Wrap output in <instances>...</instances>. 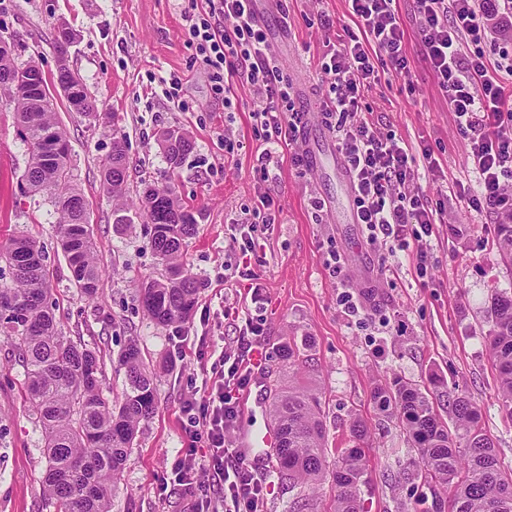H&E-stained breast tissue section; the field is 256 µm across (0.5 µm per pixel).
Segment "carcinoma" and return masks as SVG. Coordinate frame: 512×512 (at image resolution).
Here are the masks:
<instances>
[{
  "label": "carcinoma",
  "instance_id": "1",
  "mask_svg": "<svg viewBox=\"0 0 512 512\" xmlns=\"http://www.w3.org/2000/svg\"><path fill=\"white\" fill-rule=\"evenodd\" d=\"M72 30L61 24L52 46L60 58L68 55ZM15 59L0 53V95L10 99L19 134L31 148V162L19 183L21 194L43 197L60 215L59 243L72 281L80 295L98 294L101 269L89 220L77 205L85 197L66 180L70 153L65 132L55 120L52 91L59 73L45 80L43 99L29 102L18 96L5 72ZM66 109L96 114L90 91L76 97L60 92ZM160 140L170 167H179L194 149L190 135L169 129ZM103 183L116 201L117 224L130 223L126 211L128 158L122 130L112 127L111 151L103 167ZM140 206L149 224L150 244L165 265L162 280L142 287V306L158 325L189 319L200 289L198 281L180 263L186 239L197 228L194 214L182 208L172 187L147 186ZM496 260L512 265V214L499 216L495 225ZM11 269V280L0 284V320L10 341L14 363L21 368L26 400L41 428L46 470L44 493L55 512H111L112 491L140 426L155 411L156 378L145 365L139 346L130 343L119 357L126 388L120 401L110 404L103 393L104 359L101 352L59 331L49 307L47 258L36 242L16 238L0 261ZM487 314L493 323L488 336L491 359L498 374L497 400L512 420V295L491 290ZM309 344L288 342L278 359L293 366L306 362ZM272 417L280 442L274 449L275 472L292 491H307L294 501L293 512H318L315 490L324 480L334 488L332 512H364L360 487L366 483L363 448L365 425L356 420L351 436L356 445L345 448L334 463L326 459L325 430L317 394L292 386L284 389L272 380ZM377 410L404 426L415 457L397 472L395 482L425 487L432 493V512H512V469L499 462L492 437L482 427L480 406L467 396L448 398L453 427L435 407L428 387L399 377L373 395Z\"/></svg>",
  "mask_w": 512,
  "mask_h": 512
}]
</instances>
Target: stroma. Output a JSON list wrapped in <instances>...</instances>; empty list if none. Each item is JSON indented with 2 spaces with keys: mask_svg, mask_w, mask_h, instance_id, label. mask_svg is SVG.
<instances>
[{
  "mask_svg": "<svg viewBox=\"0 0 512 512\" xmlns=\"http://www.w3.org/2000/svg\"><path fill=\"white\" fill-rule=\"evenodd\" d=\"M188 0H0V40L18 45L21 59H33L45 75L56 72L51 41L55 27L75 34L68 63L96 99L97 120L57 107L65 130L74 182L89 202L92 235L102 269L96 299L80 296L59 245L53 203L21 196L18 183L30 149L20 137L15 114L0 96V245L17 237L34 239L48 257L51 298L62 332L100 347L108 399L125 388L118 358L138 341L145 361L158 374L154 415L144 422L130 449L112 495L111 512H185L186 495L175 480L183 456L181 401L204 373L194 352L203 347L218 360L235 344L239 329L225 309L254 319L263 332L265 360L254 367L247 387L257 395L261 379L317 390L322 406L328 460L353 445V419L365 421L367 482L361 497L367 512H414L418 491L395 487L390 474L410 457L403 430L380 414L373 394L378 385L401 377L413 383L434 379L441 390L478 403L482 425L493 438L504 466L512 467V422L496 401L497 379L487 336L486 309L496 288L512 293V267L497 263L490 241L495 215L459 207L442 199L440 188L474 183L468 146L436 86L421 52L412 0H396L406 32V53L416 91L400 81H381L367 97L383 133L401 137L413 153L431 146L439 177L423 181L432 200H443L446 223L436 225L433 261L418 276L412 251H395L368 241L361 225L345 223L337 207L341 185L334 162L319 171H301L280 153L278 168L261 176L259 143L251 113L258 106L252 90L237 89L238 108L225 111L195 61L185 34ZM329 17L352 26L346 0H286L265 10L270 35H281L277 55L294 86H308L314 99L328 87L320 66L329 34L320 25ZM182 82L181 105L165 95L172 77ZM127 137V204L130 224L115 223V205L102 181L112 129ZM180 128L195 147L178 168H170L158 146L160 133ZM237 146L225 155L224 140ZM172 186L197 221L196 234L182 254L185 269L200 283L196 307L184 324L156 325L139 297L144 282L161 278L165 267L144 232L146 216L138 204L144 184ZM269 194L280 222L261 235L251 257L254 281L225 278L248 230L240 221L258 196ZM325 202L314 220L310 200ZM342 257V275L330 265ZM261 291L252 294L251 283ZM351 285L361 299L357 314L345 313L338 296ZM308 341L310 359L288 368L277 357L288 340ZM11 362L6 336L0 335V512H54L43 492L42 436Z\"/></svg>",
  "mask_w": 512,
  "mask_h": 512,
  "instance_id": "obj_1",
  "label": "stroma"
}]
</instances>
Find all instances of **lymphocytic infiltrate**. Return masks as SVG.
<instances>
[{"instance_id":"1","label":"lymphocytic infiltrate","mask_w":512,"mask_h":512,"mask_svg":"<svg viewBox=\"0 0 512 512\" xmlns=\"http://www.w3.org/2000/svg\"><path fill=\"white\" fill-rule=\"evenodd\" d=\"M357 27L339 40L321 64L329 88L321 114L331 123L350 178L357 223L372 240L414 249L418 272L432 260L431 239L444 210L416 189L417 164L437 165L430 148L413 154L392 133H381L364 104L379 68L411 84L405 30L394 0H348ZM423 55L466 140L476 188L457 185L460 207L478 213L512 212V0H413ZM188 42L225 111L236 108L234 88L248 85L261 107L254 131L264 145L262 166L277 163L278 149L292 147L306 126L292 87L259 23L252 0H194L186 17ZM261 330L246 325L237 347L221 354L219 367L186 398L182 413L190 443L178 465L189 494L187 512H263L266 487L234 451L239 392L250 382L245 355ZM211 452L209 468L196 461L197 442ZM222 482L216 495L214 482Z\"/></svg>"}]
</instances>
